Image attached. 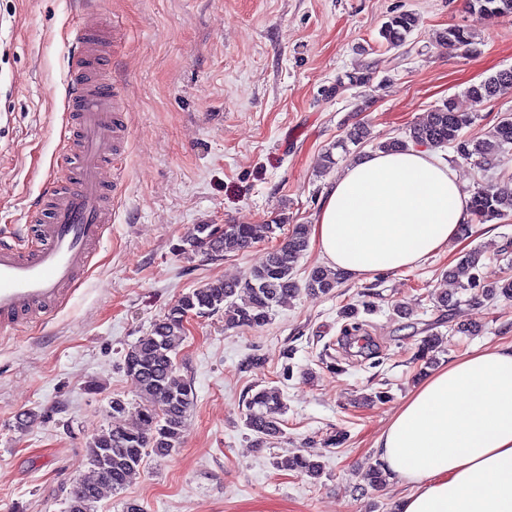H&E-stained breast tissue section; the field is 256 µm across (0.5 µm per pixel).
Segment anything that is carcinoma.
Listing matches in <instances>:
<instances>
[{
    "label": "carcinoma",
    "instance_id": "cac0c4a2",
    "mask_svg": "<svg viewBox=\"0 0 512 512\" xmlns=\"http://www.w3.org/2000/svg\"><path fill=\"white\" fill-rule=\"evenodd\" d=\"M467 8L483 18L512 16V0H467ZM418 18L412 13H398L390 17L380 30V36L390 49L404 44L417 28ZM448 49H464L473 54L474 38L470 29L454 25L441 35ZM376 70L366 64L336 81L329 93L337 94L352 86H366ZM512 93V69H504L470 84L466 95L480 107L488 101ZM474 113L461 112L448 99L427 113L409 128L404 139H393L377 144L379 150L397 151L409 145L451 146L458 157L472 160L486 170L506 168L512 164V113L502 115L486 139L472 140L462 131L471 125ZM369 139L367 128L358 124L336 142L334 148L350 152L349 146H359ZM512 219V195L477 190L470 198L468 221L460 225L467 235L474 224H500ZM279 224H226L220 235H215L212 224H195L182 239L178 250L184 254H202L211 260L249 248L260 233H274ZM309 246L307 225L294 224L287 236L266 255L265 261L251 268L244 277L235 280L216 279L183 295L162 318L152 325L150 332L131 345L124 355L123 369L138 389V423L134 427L111 425L95 433L88 442L90 467L70 488L66 512H91L102 490L124 488L139 470L144 456L153 453L165 457L179 444L188 412L194 404L191 385L182 378L176 355L186 338L185 321L190 314L224 312L227 329H258L269 324L275 307L288 305L301 288L329 294L342 283L345 275L325 266H314L304 283L295 278V269ZM486 250L476 248L461 254L448 268L446 276L455 290L472 299L492 300L512 298V279L505 277L499 283L486 284L479 274ZM374 308L370 294L340 310L341 317L352 321L343 330L346 345L362 330L360 314ZM439 334L421 340L414 361L425 368L432 364L439 348ZM286 404L280 394L268 389L252 393L246 402L244 425L261 444H269L283 434L282 416ZM273 466L317 479L322 465L303 455L275 458Z\"/></svg>",
    "mask_w": 512,
    "mask_h": 512
}]
</instances>
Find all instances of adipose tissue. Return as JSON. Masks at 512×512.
I'll list each match as a JSON object with an SVG mask.
<instances>
[{
  "label": "adipose tissue",
  "mask_w": 512,
  "mask_h": 512,
  "mask_svg": "<svg viewBox=\"0 0 512 512\" xmlns=\"http://www.w3.org/2000/svg\"><path fill=\"white\" fill-rule=\"evenodd\" d=\"M468 208L456 171L432 152L376 151L327 189L311 234L325 266L365 279L447 249ZM375 448L390 477L413 488L397 512H512V344L430 375Z\"/></svg>",
  "instance_id": "1"
}]
</instances>
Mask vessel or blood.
Returning a JSON list of instances; mask_svg holds the SVG:
<instances>
[{"label":"vessel or blood","mask_w":512,"mask_h":512,"mask_svg":"<svg viewBox=\"0 0 512 512\" xmlns=\"http://www.w3.org/2000/svg\"><path fill=\"white\" fill-rule=\"evenodd\" d=\"M72 47L78 65L65 92L71 143L56 161L57 177L40 193L48 220L37 227V246L0 238L1 333L45 317L70 298L91 261L92 246L112 221L111 198L122 185L112 155L124 128L115 94L100 77L109 49L91 2L81 14Z\"/></svg>","instance_id":"vessel-or-blood-1"}]
</instances>
